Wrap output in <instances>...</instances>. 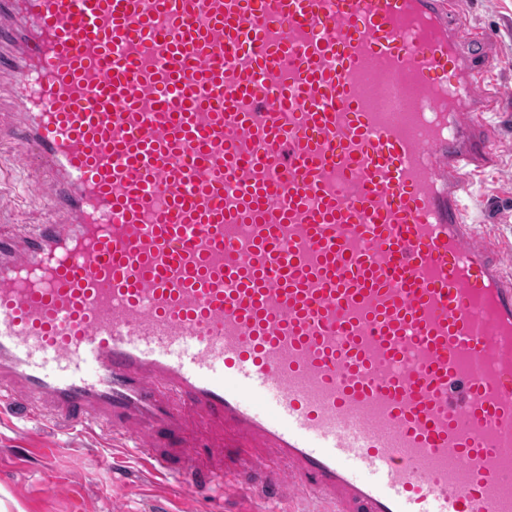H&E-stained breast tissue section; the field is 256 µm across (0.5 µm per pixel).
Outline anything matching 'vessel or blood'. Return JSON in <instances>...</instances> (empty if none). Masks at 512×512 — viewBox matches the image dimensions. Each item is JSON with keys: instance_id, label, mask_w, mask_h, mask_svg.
Returning a JSON list of instances; mask_svg holds the SVG:
<instances>
[{"instance_id": "1", "label": "vessel or blood", "mask_w": 512, "mask_h": 512, "mask_svg": "<svg viewBox=\"0 0 512 512\" xmlns=\"http://www.w3.org/2000/svg\"><path fill=\"white\" fill-rule=\"evenodd\" d=\"M485 62L452 0H0V142L55 182L0 233V393L185 495L275 458L332 512H512Z\"/></svg>"}]
</instances>
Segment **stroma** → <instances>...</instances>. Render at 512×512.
I'll return each instance as SVG.
<instances>
[{"label":"stroma","instance_id":"obj_1","mask_svg":"<svg viewBox=\"0 0 512 512\" xmlns=\"http://www.w3.org/2000/svg\"><path fill=\"white\" fill-rule=\"evenodd\" d=\"M456 10L465 33L484 37L493 61L490 71L479 72V81L493 93L512 91V0H456ZM487 119L497 162L475 177L466 203L479 231L512 250V104ZM51 190L50 181L19 168L14 148H0V231L20 234L44 223ZM99 452L113 463L92 478L88 463ZM112 454L70 437L62 418L0 422V492L23 512H157L166 483Z\"/></svg>","mask_w":512,"mask_h":512}]
</instances>
